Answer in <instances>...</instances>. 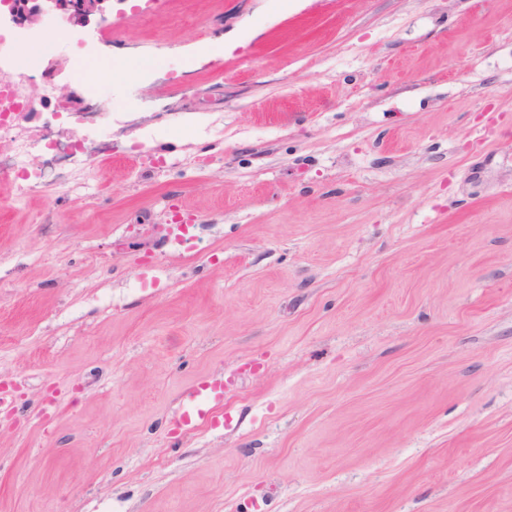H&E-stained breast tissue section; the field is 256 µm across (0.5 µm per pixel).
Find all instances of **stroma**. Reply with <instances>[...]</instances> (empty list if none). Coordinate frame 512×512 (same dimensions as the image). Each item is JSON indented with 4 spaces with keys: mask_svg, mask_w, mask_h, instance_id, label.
<instances>
[{
    "mask_svg": "<svg viewBox=\"0 0 512 512\" xmlns=\"http://www.w3.org/2000/svg\"><path fill=\"white\" fill-rule=\"evenodd\" d=\"M143 4L34 31L141 77L0 178V512H512V0ZM55 149L56 154L43 162L44 171L40 169L39 173H34V181H30L29 174L21 177V182H15L16 200L31 199L46 181H52L59 188H66L76 174L83 172L89 157L112 156V139L92 147L90 155H85L83 148L69 144L57 143ZM224 408V379L201 377L182 395V408L174 416L173 426L185 433L221 424L218 411Z\"/></svg>",
    "mask_w": 512,
    "mask_h": 512,
    "instance_id": "stroma-1",
    "label": "stroma"
}]
</instances>
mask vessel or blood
Returning <instances> with one entry per match:
<instances>
[{"mask_svg": "<svg viewBox=\"0 0 512 512\" xmlns=\"http://www.w3.org/2000/svg\"><path fill=\"white\" fill-rule=\"evenodd\" d=\"M224 407V381L202 377L194 381L182 395V408L174 416L173 426L183 432L218 425V412Z\"/></svg>", "mask_w": 512, "mask_h": 512, "instance_id": "vessel-or-blood-1", "label": "vessel or blood"}]
</instances>
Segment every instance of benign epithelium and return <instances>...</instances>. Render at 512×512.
<instances>
[{
	"instance_id": "benign-epithelium-1",
	"label": "benign epithelium",
	"mask_w": 512,
	"mask_h": 512,
	"mask_svg": "<svg viewBox=\"0 0 512 512\" xmlns=\"http://www.w3.org/2000/svg\"><path fill=\"white\" fill-rule=\"evenodd\" d=\"M112 0H7L8 14L18 26L37 28L50 12L70 26H85L91 19L106 20Z\"/></svg>"
}]
</instances>
